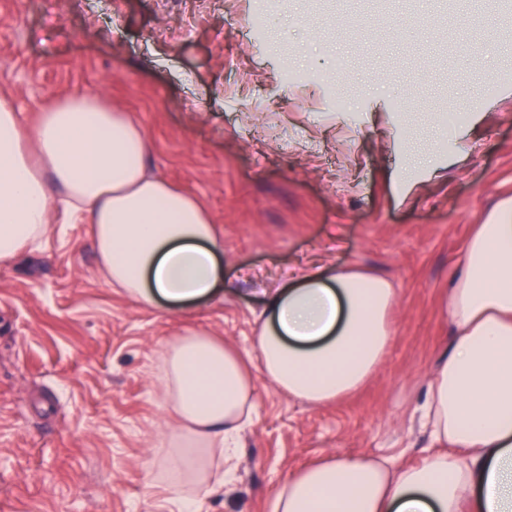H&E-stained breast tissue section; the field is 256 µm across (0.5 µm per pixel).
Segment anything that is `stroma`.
I'll use <instances>...</instances> for the list:
<instances>
[{"mask_svg": "<svg viewBox=\"0 0 512 512\" xmlns=\"http://www.w3.org/2000/svg\"><path fill=\"white\" fill-rule=\"evenodd\" d=\"M76 87L128 113L150 170L210 211L224 286L148 307L105 283L79 223L0 267V512H168L162 353L192 332L251 353L263 289L322 262L394 284L388 355L323 407L259 384L237 479L200 512H271L327 456L420 461L454 336L440 295L512 199V0H0V94L30 123ZM458 103L471 150L429 154Z\"/></svg>", "mask_w": 512, "mask_h": 512, "instance_id": "35a3bbf8", "label": "stroma"}]
</instances>
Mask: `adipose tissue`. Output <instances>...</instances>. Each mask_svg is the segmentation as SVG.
<instances>
[{
    "mask_svg": "<svg viewBox=\"0 0 512 512\" xmlns=\"http://www.w3.org/2000/svg\"><path fill=\"white\" fill-rule=\"evenodd\" d=\"M148 153L142 129L97 92L60 97L29 126L0 95V265L39 249L60 209L91 225L106 282L143 304L217 295L218 226L196 198L149 174ZM395 299L384 277L323 264L266 289L258 372L207 334L174 341L160 375L184 451L168 458L162 490L177 512H197L182 493L189 449L219 453L225 484L235 481L256 376L306 405L337 401L377 372ZM445 306L454 343L424 405L435 449L418 465L326 458L287 476L272 512H512V201L477 225Z\"/></svg>",
    "mask_w": 512,
    "mask_h": 512,
    "instance_id": "ef3b65f1",
    "label": "adipose tissue"
}]
</instances>
